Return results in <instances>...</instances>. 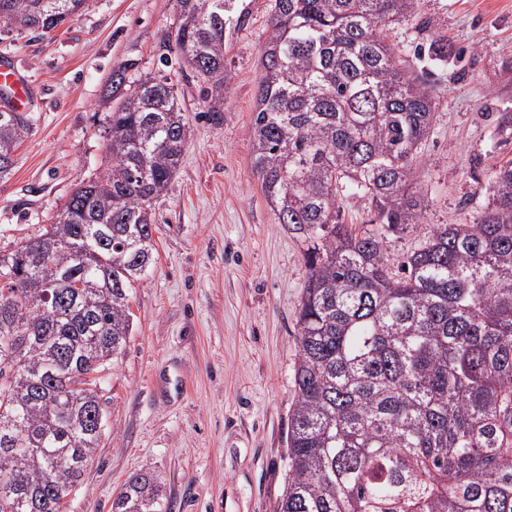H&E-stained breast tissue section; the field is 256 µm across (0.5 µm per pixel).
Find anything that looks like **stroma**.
I'll list each match as a JSON object with an SVG mask.
<instances>
[{
	"instance_id": "1",
	"label": "stroma",
	"mask_w": 512,
	"mask_h": 512,
	"mask_svg": "<svg viewBox=\"0 0 512 512\" xmlns=\"http://www.w3.org/2000/svg\"><path fill=\"white\" fill-rule=\"evenodd\" d=\"M227 31L224 110L171 49L176 0H87L53 34L0 33L37 86L31 131L0 178V250L41 233L72 191L102 173L113 107L108 80L165 76L188 127L182 164L154 203V263L130 302L133 331L102 387L107 430L64 512H111L134 473L162 486L166 512H276L288 465L298 360L296 318L308 269L301 235L277 223L252 168L251 120L272 0H243ZM387 40L430 72L434 118L416 152L423 211L391 234L398 265L437 224H472L512 162V0H418ZM444 35L448 57L421 56Z\"/></svg>"
}]
</instances>
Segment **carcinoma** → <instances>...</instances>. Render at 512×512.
Segmentation results:
<instances>
[{
	"label": "carcinoma",
	"instance_id": "cac0c4a2",
	"mask_svg": "<svg viewBox=\"0 0 512 512\" xmlns=\"http://www.w3.org/2000/svg\"><path fill=\"white\" fill-rule=\"evenodd\" d=\"M86 0H0V28L48 32ZM416 0H273L252 123L253 167L277 222L304 236L288 480L278 512H512V162L475 224H437L397 268L383 240L418 223L425 81L383 30ZM172 44L224 111V41L238 0H177ZM106 168L57 221L0 250V512H62L107 428L101 373L131 336L129 299L155 252L152 202L188 130L165 77L127 83ZM0 111V176L28 135ZM369 198L374 229L341 219ZM147 472L112 512H162Z\"/></svg>",
	"mask_w": 512,
	"mask_h": 512
}]
</instances>
